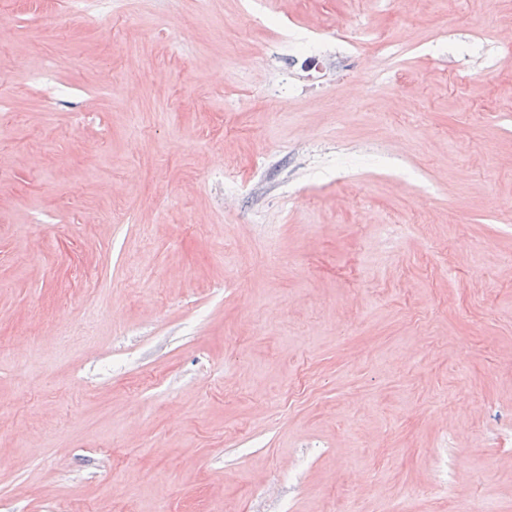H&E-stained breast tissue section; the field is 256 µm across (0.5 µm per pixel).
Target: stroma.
<instances>
[{
	"mask_svg": "<svg viewBox=\"0 0 512 512\" xmlns=\"http://www.w3.org/2000/svg\"><path fill=\"white\" fill-rule=\"evenodd\" d=\"M512 0H0V512H512Z\"/></svg>",
	"mask_w": 512,
	"mask_h": 512,
	"instance_id": "35a3bbf8",
	"label": "stroma"
}]
</instances>
